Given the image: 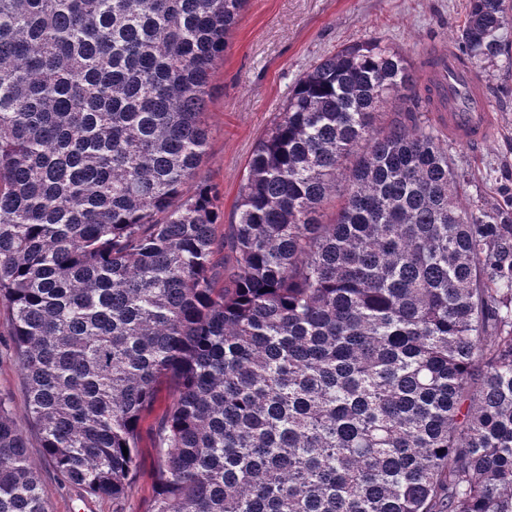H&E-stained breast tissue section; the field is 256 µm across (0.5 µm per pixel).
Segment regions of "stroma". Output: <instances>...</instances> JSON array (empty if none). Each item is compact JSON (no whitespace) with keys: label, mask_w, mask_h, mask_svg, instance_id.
<instances>
[{"label":"stroma","mask_w":512,"mask_h":512,"mask_svg":"<svg viewBox=\"0 0 512 512\" xmlns=\"http://www.w3.org/2000/svg\"><path fill=\"white\" fill-rule=\"evenodd\" d=\"M467 0H247L209 84L210 139L199 180L217 185L225 218H232L246 166L258 139L272 127L295 81L341 46L378 39L401 50L412 66L441 46H453ZM477 74L492 100L495 125L480 146L454 145L468 172L469 198L486 207L512 179V65L487 64ZM11 314L0 305V397L9 399L17 428L38 467L50 512H150L158 464L156 429L176 395L163 384L140 422L138 464L124 499L91 495L64 481L46 460L24 398V380L10 336Z\"/></svg>","instance_id":"1"}]
</instances>
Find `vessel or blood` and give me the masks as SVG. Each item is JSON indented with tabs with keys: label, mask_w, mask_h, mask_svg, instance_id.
Returning <instances> with one entry per match:
<instances>
[{
	"label": "vessel or blood",
	"mask_w": 512,
	"mask_h": 512,
	"mask_svg": "<svg viewBox=\"0 0 512 512\" xmlns=\"http://www.w3.org/2000/svg\"><path fill=\"white\" fill-rule=\"evenodd\" d=\"M437 72L440 91L448 100L444 118L449 135L470 145L485 142L494 125V114L462 56L454 50H441Z\"/></svg>",
	"instance_id": "1"
}]
</instances>
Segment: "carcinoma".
<instances>
[{"instance_id": "cac0c4a2", "label": "carcinoma", "mask_w": 512, "mask_h": 512, "mask_svg": "<svg viewBox=\"0 0 512 512\" xmlns=\"http://www.w3.org/2000/svg\"><path fill=\"white\" fill-rule=\"evenodd\" d=\"M245 4L0 0V301L45 455L123 498L173 380L151 512H512V193L465 201L430 85L365 40L297 79L217 237ZM511 11L468 0L471 67ZM0 512H49L1 398Z\"/></svg>"}]
</instances>
